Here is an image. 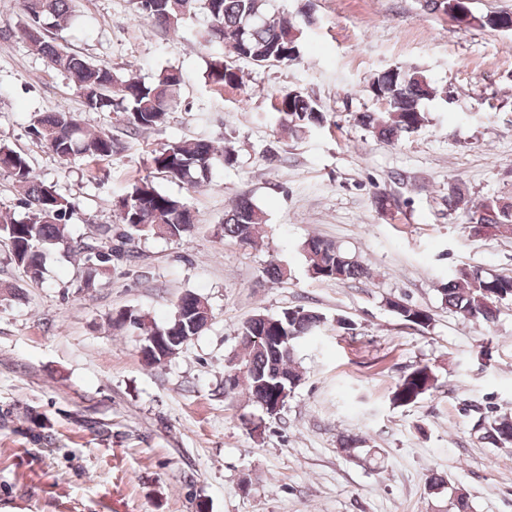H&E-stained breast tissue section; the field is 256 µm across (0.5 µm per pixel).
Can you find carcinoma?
Here are the masks:
<instances>
[{
    "label": "carcinoma",
    "instance_id": "1",
    "mask_svg": "<svg viewBox=\"0 0 512 512\" xmlns=\"http://www.w3.org/2000/svg\"><path fill=\"white\" fill-rule=\"evenodd\" d=\"M25 20L18 30L20 39L41 56L47 66L69 77L84 98L89 113L121 112L128 135L162 126L167 119L170 102L177 94L182 78L176 69H164L150 82L138 78L119 79L112 71L67 50L54 33L67 27L72 0H20ZM141 18L168 30H177L188 18L202 11L207 19L206 41L227 51L228 57L217 56L208 63L204 79L215 88L240 83L238 69L232 59L246 60L257 66L268 63L287 65L301 56L304 27L313 24L312 14L302 9L300 20L273 18L267 15L268 0H135ZM369 91L386 103L383 112H359L355 121L377 139L387 143L402 142L416 134L426 121L422 103L436 96V89L421 71H405L400 67L374 74ZM275 109L279 126L288 137L301 139L325 126L327 113L307 94L298 89L283 91ZM72 116L53 112L33 119L31 129L61 160H100L113 156L121 143L105 131L91 130L80 123L70 129ZM224 164L236 161L232 148L216 147L209 140H179L151 152L149 166L154 173L187 183L192 188L207 185L215 155ZM0 170L9 173L21 189L20 204L24 217L16 218L10 210H0V236L9 241L11 261L31 279L43 273L45 248L60 241L70 243V250L82 256L91 268L112 263L120 255L112 247V225L99 229V237L72 240L68 225L75 204L59 196L33 174L27 160L0 143ZM463 210L465 224L477 236L490 229L512 231V201L485 199L478 205L454 186L448 192V210ZM117 223L129 234L184 237L193 224L190 208L184 198L162 191L151 175L135 181L115 200ZM265 215L250 199L241 197L224 214V236L250 246L255 243ZM302 250L310 275L318 280L344 284L367 278L369 271L352 260L339 246L318 236L303 243ZM448 308L464 319L489 324L496 318L497 304L512 299V276L493 275L479 269L458 267L441 288ZM208 302L189 292L175 304L171 317L162 324L152 322L133 311L113 319L116 327H131L138 335L164 336L169 348L148 355L144 363L161 366L183 347L182 338L194 334L199 327L196 318ZM395 314L405 322L425 327L431 315L413 305H401ZM327 317L302 306L288 308L275 316L256 314L238 329L241 346V373L224 380V394L230 397L242 389L255 404L280 401L278 383L282 377L301 380L296 362V347L312 335ZM436 377L426 363H417L395 386L391 403L408 407L417 403L435 386ZM475 426L484 438L497 447L512 445V416L497 415L490 409L479 413Z\"/></svg>",
    "mask_w": 512,
    "mask_h": 512
}]
</instances>
